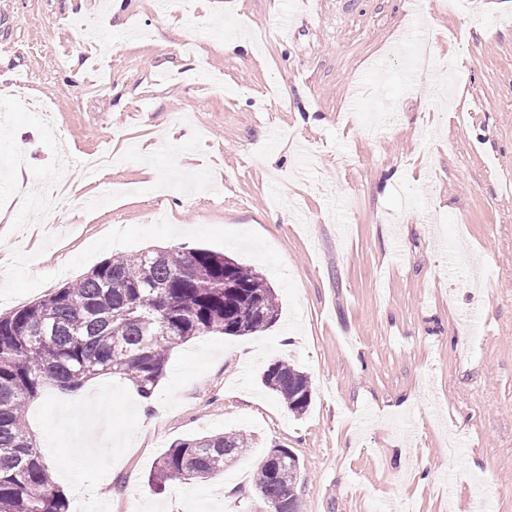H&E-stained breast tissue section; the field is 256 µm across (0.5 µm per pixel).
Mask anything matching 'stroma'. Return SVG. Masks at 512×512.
Returning <instances> with one entry per match:
<instances>
[{"label": "stroma", "mask_w": 512, "mask_h": 512, "mask_svg": "<svg viewBox=\"0 0 512 512\" xmlns=\"http://www.w3.org/2000/svg\"><path fill=\"white\" fill-rule=\"evenodd\" d=\"M464 2H424L445 91L405 82L410 0H0V314L181 245L257 271L280 311L177 346L151 400L86 382L114 432L92 453L44 387L25 423L69 512H253L274 448L300 512H512V0ZM108 146L120 163L88 175ZM277 360L309 379L301 415L261 382ZM219 432L253 439L223 475L151 483Z\"/></svg>", "instance_id": "1"}]
</instances>
